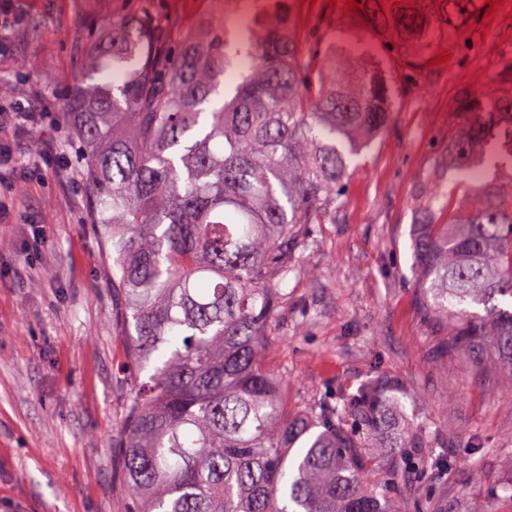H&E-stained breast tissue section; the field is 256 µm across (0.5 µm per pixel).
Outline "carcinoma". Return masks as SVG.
<instances>
[{
	"label": "carcinoma",
	"mask_w": 512,
	"mask_h": 512,
	"mask_svg": "<svg viewBox=\"0 0 512 512\" xmlns=\"http://www.w3.org/2000/svg\"><path fill=\"white\" fill-rule=\"evenodd\" d=\"M387 55L416 70L485 0H356ZM112 70L63 103L112 243V319L126 345L123 467L130 512H398L418 473L416 427L388 435L395 385L375 377L299 411L261 363L288 275L317 224L336 223L346 172L394 112L368 52L299 39L292 0L177 37L115 18ZM455 99L448 169L413 237L417 299L442 350L512 373V62ZM389 457L383 470L372 458Z\"/></svg>",
	"instance_id": "cac0c4a2"
}]
</instances>
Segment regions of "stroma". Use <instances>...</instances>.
<instances>
[{"label":"stroma","instance_id":"35a3bbf8","mask_svg":"<svg viewBox=\"0 0 512 512\" xmlns=\"http://www.w3.org/2000/svg\"><path fill=\"white\" fill-rule=\"evenodd\" d=\"M0 49L11 85L0 108L42 115L38 148L13 147L0 200V512H128L118 442L125 345L112 323L111 259L95 226L98 201L81 145L59 110L88 74L112 77L96 54L105 23L151 12L171 33L220 22V0H15ZM301 37L339 51L375 48L355 14L331 0H297ZM447 60L405 72L387 129L349 169L332 224L316 227L284 285L264 365L289 405L334 397L382 375L402 389L397 426L426 427L448 466L420 474L402 512H512V380L494 363L439 350L415 298L414 225L427 186L463 192L449 171L452 101L472 84L497 93L512 59V8L448 33ZM65 165L39 170L37 150Z\"/></svg>","mask_w":512,"mask_h":512}]
</instances>
